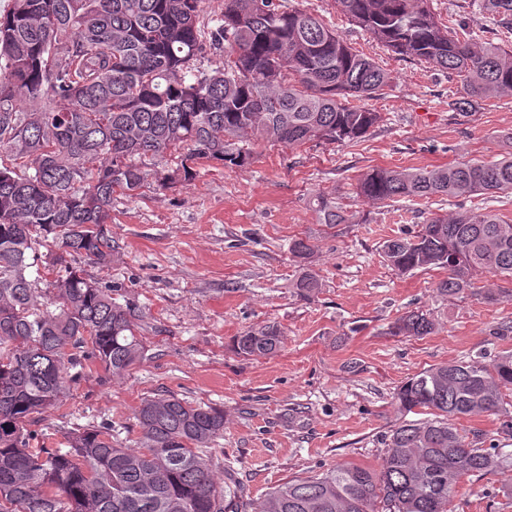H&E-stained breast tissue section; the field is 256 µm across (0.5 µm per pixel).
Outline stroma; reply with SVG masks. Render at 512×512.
I'll return each mask as SVG.
<instances>
[{
  "label": "stroma",
  "mask_w": 512,
  "mask_h": 512,
  "mask_svg": "<svg viewBox=\"0 0 512 512\" xmlns=\"http://www.w3.org/2000/svg\"><path fill=\"white\" fill-rule=\"evenodd\" d=\"M320 16L360 53L391 75L371 105L382 122L361 142H310L298 148L257 142L253 160L230 168L195 164L192 179L175 163L140 160V195H116L110 230L118 252L110 266L81 260L86 278L112 286L116 303L135 308L147 351L115 378L94 366L64 403L31 415L29 431L47 447L76 426H112V441L139 445L134 413L150 394L173 395L223 408L224 436L209 448L249 497L341 462L375 466L385 438L400 421L395 394L431 366L512 350V299L487 303L479 289L464 299L436 291L444 270L396 274L380 245L435 215L465 208L512 218V196L432 197L370 204L359 179L376 167H439L469 158L490 160L512 150V97L466 98L459 79L432 65L398 58L340 14L333 0H280ZM444 20H464L479 42L512 47L475 0H432ZM464 109H455L459 99ZM340 204L347 224H322L317 196ZM314 246L294 258V239ZM320 288L300 296L303 270ZM422 311L437 324L428 336L389 335L393 322ZM277 323L284 344L265 357H244L235 336ZM451 512H512V469L466 478Z\"/></svg>",
  "instance_id": "1"
}]
</instances>
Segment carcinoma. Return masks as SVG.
<instances>
[{"instance_id": "obj_1", "label": "carcinoma", "mask_w": 512, "mask_h": 512, "mask_svg": "<svg viewBox=\"0 0 512 512\" xmlns=\"http://www.w3.org/2000/svg\"><path fill=\"white\" fill-rule=\"evenodd\" d=\"M348 21L392 53L462 78L471 97L512 96V50L467 38L430 0H333ZM501 31H512V0H479ZM200 0H12L0 17V512H449L462 479L512 465V452L463 434L461 418L503 417L512 436V350L424 369L395 396L402 420L377 468L338 463L288 480L258 499L201 452L224 436V409L173 395L141 399L140 447L119 448L106 425L66 433V449L34 448L26 419L63 401L76 369L99 363L121 377L143 358L136 312L75 266L112 262V196L144 186L137 156L178 154L192 164L250 163L242 142L290 148L319 141L358 143L382 121L363 105L390 74L310 12L277 0H224L215 28L198 26ZM72 38L63 52L61 34ZM224 49L211 72L195 68L206 45ZM371 203L400 198L512 194V153L446 167L373 168L357 185ZM324 224H346L321 197ZM385 263L401 275L441 268L443 295L464 298L490 273L507 286L480 292L488 303L512 296V222L492 211L434 216L385 240ZM55 273L39 288L30 270ZM303 297L320 283L306 271ZM435 322L410 311L392 336H427ZM275 323L235 337L244 357L275 353Z\"/></svg>"}]
</instances>
